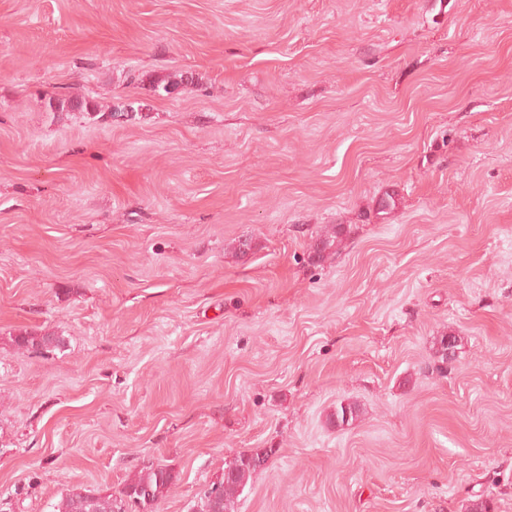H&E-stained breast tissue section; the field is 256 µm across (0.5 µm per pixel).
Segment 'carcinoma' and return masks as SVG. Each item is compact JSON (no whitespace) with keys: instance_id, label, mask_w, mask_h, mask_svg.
<instances>
[{"instance_id":"1","label":"carcinoma","mask_w":512,"mask_h":512,"mask_svg":"<svg viewBox=\"0 0 512 512\" xmlns=\"http://www.w3.org/2000/svg\"><path fill=\"white\" fill-rule=\"evenodd\" d=\"M49 107L67 111H97L99 106L79 98H53ZM343 242V227L336 225L315 239L312 253L323 260L333 248ZM271 448L244 452L224 464L216 479L208 484L199 497L196 512H236V503L245 487L266 466L273 455ZM173 482L166 468L144 465L124 484L118 494H96L90 490L83 497L62 494L54 512H153V508L168 493Z\"/></svg>"}]
</instances>
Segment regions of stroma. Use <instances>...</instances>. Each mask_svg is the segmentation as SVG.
I'll list each match as a JSON object with an SVG mask.
<instances>
[{
    "mask_svg": "<svg viewBox=\"0 0 512 512\" xmlns=\"http://www.w3.org/2000/svg\"><path fill=\"white\" fill-rule=\"evenodd\" d=\"M256 448L237 512H512V0H0V512ZM343 242V227L339 224L331 227L325 234L320 235L311 245L313 256L323 260L336 247V252Z\"/></svg>",
    "mask_w": 512,
    "mask_h": 512,
    "instance_id": "stroma-1",
    "label": "stroma"
}]
</instances>
